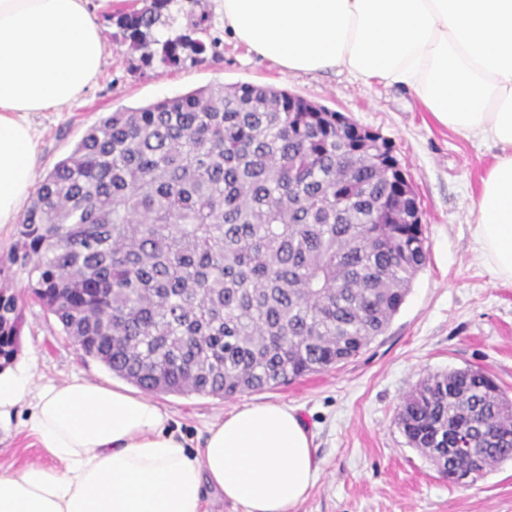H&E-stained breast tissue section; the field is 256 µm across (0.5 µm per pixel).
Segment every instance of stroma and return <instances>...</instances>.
Returning a JSON list of instances; mask_svg holds the SVG:
<instances>
[{
	"label": "stroma",
	"instance_id": "stroma-1",
	"mask_svg": "<svg viewBox=\"0 0 512 512\" xmlns=\"http://www.w3.org/2000/svg\"><path fill=\"white\" fill-rule=\"evenodd\" d=\"M133 0H88L105 41L97 82L59 112L34 117L36 176L70 154L86 130L108 113L139 108L194 89L251 83L283 88L344 114L391 141L418 195L428 258L389 327L360 355L288 385L231 398L152 394L188 446L200 445L207 425L237 408L276 402L298 408L314 434L320 478L297 512H512V463L467 485L449 482L395 423L403 396L434 373L475 367L512 392V284L495 281L471 237L473 198L493 147L435 122L412 90L357 82L341 72L291 74L224 31L215 0H173L171 27L183 33L204 19V54L168 66L144 64L124 43L108 13ZM18 362L35 363L46 380L80 375L125 387L62 332L52 314L26 301ZM26 408L0 430V466L47 464L24 430Z\"/></svg>",
	"mask_w": 512,
	"mask_h": 512
}]
</instances>
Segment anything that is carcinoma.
Wrapping results in <instances>:
<instances>
[{"label":"carcinoma","mask_w":512,"mask_h":512,"mask_svg":"<svg viewBox=\"0 0 512 512\" xmlns=\"http://www.w3.org/2000/svg\"><path fill=\"white\" fill-rule=\"evenodd\" d=\"M149 0L113 14L165 65L199 56L163 38ZM292 93L239 84L111 112L36 186L0 267V371L26 296L87 356L149 393L233 397L357 357L425 266L395 160L341 132L339 113L288 111ZM407 443L449 477L464 428L483 474L512 461V395L479 368L435 373L401 402Z\"/></svg>","instance_id":"carcinoma-1"}]
</instances>
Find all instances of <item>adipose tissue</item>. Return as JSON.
Returning <instances> with one entry per match:
<instances>
[{"instance_id":"adipose-tissue-1","label":"adipose tissue","mask_w":512,"mask_h":512,"mask_svg":"<svg viewBox=\"0 0 512 512\" xmlns=\"http://www.w3.org/2000/svg\"><path fill=\"white\" fill-rule=\"evenodd\" d=\"M224 30L291 73L340 69L414 91L432 117L493 145L471 235L512 283V0H217ZM87 0H0V227L33 189L32 118L100 73ZM24 421L48 466L0 467V512H204L206 490L245 512H296L319 479L313 436L279 403L227 413L189 450L150 399L33 365L0 372V422Z\"/></svg>"}]
</instances>
